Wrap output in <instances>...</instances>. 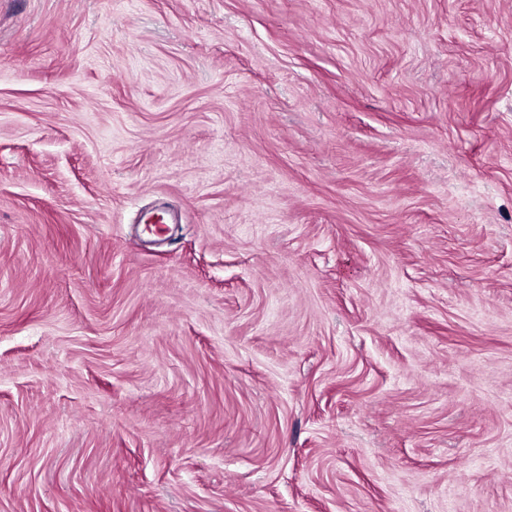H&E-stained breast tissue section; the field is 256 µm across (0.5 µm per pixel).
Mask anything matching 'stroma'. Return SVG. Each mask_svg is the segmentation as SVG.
<instances>
[{
  "label": "stroma",
  "instance_id": "35a3bbf8",
  "mask_svg": "<svg viewBox=\"0 0 512 512\" xmlns=\"http://www.w3.org/2000/svg\"><path fill=\"white\" fill-rule=\"evenodd\" d=\"M0 512H512V0H0Z\"/></svg>",
  "mask_w": 512,
  "mask_h": 512
}]
</instances>
